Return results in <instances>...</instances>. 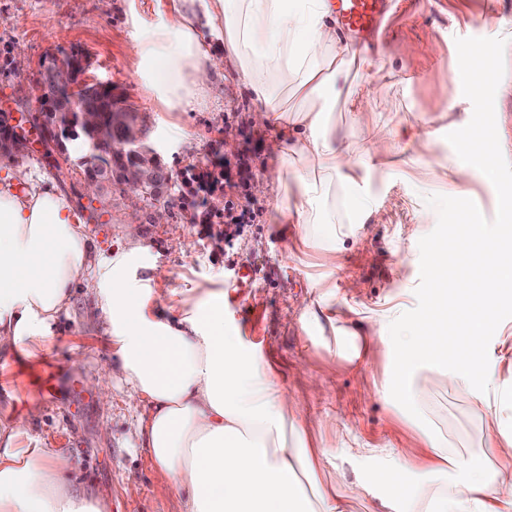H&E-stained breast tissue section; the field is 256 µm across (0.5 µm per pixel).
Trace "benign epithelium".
Instances as JSON below:
<instances>
[{
  "mask_svg": "<svg viewBox=\"0 0 512 512\" xmlns=\"http://www.w3.org/2000/svg\"><path fill=\"white\" fill-rule=\"evenodd\" d=\"M88 62L85 59H78L77 62L66 65L60 62L51 65L47 70V77L55 85H66L71 94L70 108L64 110L66 119H72V113H77V124L92 131L95 143L101 152H117L121 146L137 147L143 152L144 160L137 166H128L121 171L122 189L126 192L129 205L140 210L146 205L142 195V188L145 183L152 182L156 178L154 159L157 156L155 150L146 145L147 128L144 121L138 117H119L121 142L117 143L112 139V127L107 125L100 114L92 108L81 104V95L86 88L94 85L98 88L104 86L102 82L92 83L86 79ZM41 111L22 116L19 121L28 123L31 127L41 131L40 143L49 154H56L63 164H68V158L61 152L48 132L49 124L46 121L45 113L59 112L61 108L57 101L50 98L40 100Z\"/></svg>",
  "mask_w": 512,
  "mask_h": 512,
  "instance_id": "obj_1",
  "label": "benign epithelium"
}]
</instances>
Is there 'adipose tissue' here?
<instances>
[{"label": "adipose tissue", "mask_w": 512, "mask_h": 512, "mask_svg": "<svg viewBox=\"0 0 512 512\" xmlns=\"http://www.w3.org/2000/svg\"><path fill=\"white\" fill-rule=\"evenodd\" d=\"M328 15L327 0H169L161 26L134 32L140 79L171 112L184 111L232 64L260 121L278 129L268 149L279 184L293 180L303 191L304 206L287 204L284 212L314 225L322 239L336 229L314 210L315 199L342 190L356 223H365L373 207L364 175L381 171L387 157L376 145L358 158L330 126L342 81L370 58L337 42ZM202 16L220 22L225 55L205 44ZM473 237L483 246L482 269L441 272L437 285L463 289L457 303L473 312L466 333L478 355L449 363L452 337L426 336L422 322L404 319L402 304L382 313L374 341L395 358L400 383L388 398L395 416L429 365L497 420H512L497 397V364L480 353L487 339L481 315L497 306L499 286L512 282V245L486 238L481 226ZM138 267L135 247L92 252L62 194L22 169H0V348L41 349L73 288L88 287L110 326L115 373L149 406L140 443L186 492L185 512H345L341 465L313 446L270 366L225 335L223 295L187 300L180 317L161 321L148 312ZM27 429L23 417L0 426V512H102L110 489L66 490L68 457L23 447ZM414 430L419 455L382 458L394 488L381 498V512H512V435L488 438L482 453L465 458L429 427Z\"/></svg>", "instance_id": "ef3b65f1"}]
</instances>
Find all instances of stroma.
<instances>
[{
	"mask_svg": "<svg viewBox=\"0 0 512 512\" xmlns=\"http://www.w3.org/2000/svg\"><path fill=\"white\" fill-rule=\"evenodd\" d=\"M166 18L158 0H0V114L38 109L43 73L54 59L81 51L91 61L87 76L111 83L115 97L145 118L148 140L176 181L170 214L161 224L150 207L131 212L118 187L89 193L83 171L58 169L38 143L0 166L24 169L33 181L66 196L81 233L100 250L128 246L127 228L137 225L143 249L139 278L148 280L153 313L180 316V301L224 292V332L269 363L283 391L298 403L312 439L331 454L346 457L362 448L404 454L417 440L406 422L393 417L383 386L393 361L370 346L359 366L345 357L346 331L370 337L388 297L400 295L405 310L417 304L418 241L436 226L421 221L426 196L473 200L486 219L497 210L492 183L475 178L454 187L446 168L458 157L447 133L464 127L473 105L462 93L455 40L503 37L506 71L496 93L500 147L512 162V0H394L392 15L369 46L371 64L356 78L365 110L338 103L333 114L337 140L358 151L384 140V172L365 185L374 214L355 224L335 246L313 240L310 225L284 223L278 208L282 189L277 162L267 146L274 131L259 120L254 103L235 74L215 76L187 111L170 114L148 94L136 75L134 20L155 25ZM385 79H377L376 69ZM427 131L412 156L402 147L411 129ZM232 130V146L224 132ZM246 158L249 171L236 187L207 194L200 173L222 178ZM248 209L232 239H225L224 202ZM333 285L327 302L331 323L314 325L305 307L320 287ZM74 378L82 398L76 405L35 400L0 388V420L27 416L26 445L51 448L71 460L65 483L75 493L111 489L107 512H183L173 480L142 448L137 427L146 402L129 398L117 377L105 376L112 341L94 298L75 289L45 348ZM408 413L449 437L456 452L480 453L497 422L436 369L423 370L412 385ZM338 419L339 432L327 427Z\"/></svg>",
	"mask_w": 512,
	"mask_h": 512,
	"instance_id": "35a3bbf8",
	"label": "stroma"
}]
</instances>
